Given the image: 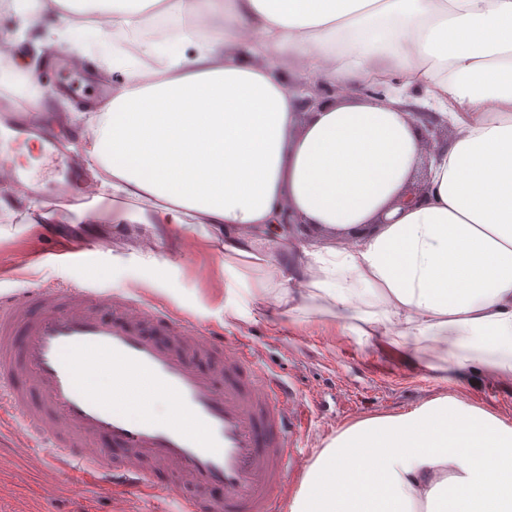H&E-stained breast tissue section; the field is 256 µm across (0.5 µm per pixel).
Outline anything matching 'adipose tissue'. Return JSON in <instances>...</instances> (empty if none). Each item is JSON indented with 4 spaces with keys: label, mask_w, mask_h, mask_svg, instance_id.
Here are the masks:
<instances>
[{
    "label": "adipose tissue",
    "mask_w": 512,
    "mask_h": 512,
    "mask_svg": "<svg viewBox=\"0 0 512 512\" xmlns=\"http://www.w3.org/2000/svg\"><path fill=\"white\" fill-rule=\"evenodd\" d=\"M58 45L121 79L87 116L113 223L194 236L288 315L393 345L440 378L512 381V0H99ZM382 96L308 103L307 84ZM456 134L426 153L409 90ZM429 165L426 202L400 206ZM336 234L321 247L281 224ZM512 512V426L449 395L359 421L309 464L290 512Z\"/></svg>",
    "instance_id": "1"
}]
</instances>
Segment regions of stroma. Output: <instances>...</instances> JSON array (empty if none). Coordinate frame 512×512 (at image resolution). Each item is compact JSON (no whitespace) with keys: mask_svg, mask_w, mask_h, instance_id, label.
<instances>
[{"mask_svg":"<svg viewBox=\"0 0 512 512\" xmlns=\"http://www.w3.org/2000/svg\"><path fill=\"white\" fill-rule=\"evenodd\" d=\"M66 7L65 0H54L42 23L25 29L13 11L1 9L0 38L8 41V54L18 66L34 71L49 124L55 125L63 141L72 142V131L83 128L78 114L86 105L54 94V77L43 67L46 25ZM46 211L34 200L21 207L9 202L0 206L1 293L78 285L89 276L105 291L169 302L163 280L146 282L134 274L142 248L135 236L114 232L109 220L111 200H94L88 209L53 207L48 225L42 220ZM50 226L66 227L81 236L84 250L61 261L47 258V251L54 247L46 234ZM153 254L168 261L171 276L179 282L181 298L171 302L175 311L225 335L249 340L260 351L263 364L287 373L311 400L312 428L298 439L307 458H314L337 430L356 421L404 414L445 394L512 426V382L473 375L444 384L429 369L437 361L430 351H423L422 365L414 366L398 353L385 354L356 337L340 335L329 317L310 314L289 320L253 296L249 278L225 269L223 256L203 241L184 244L168 237ZM168 506L166 497L143 495L119 505L105 487L94 482L71 487L17 433L0 439V512H166Z\"/></svg>","mask_w":512,"mask_h":512,"instance_id":"1","label":"stroma"}]
</instances>
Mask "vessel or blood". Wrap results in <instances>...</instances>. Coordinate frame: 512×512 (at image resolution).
<instances>
[{
  "mask_svg": "<svg viewBox=\"0 0 512 512\" xmlns=\"http://www.w3.org/2000/svg\"><path fill=\"white\" fill-rule=\"evenodd\" d=\"M51 64L70 94L111 98L63 56ZM1 126L44 160L35 175L1 159V195L80 186L41 113L16 107ZM309 417L253 345L188 316L88 286L0 296V427L21 422L70 486L103 479L117 500L162 494L176 512H279Z\"/></svg>",
  "mask_w": 512,
  "mask_h": 512,
  "instance_id": "vessel-or-blood-1",
  "label": "vessel or blood"
}]
</instances>
